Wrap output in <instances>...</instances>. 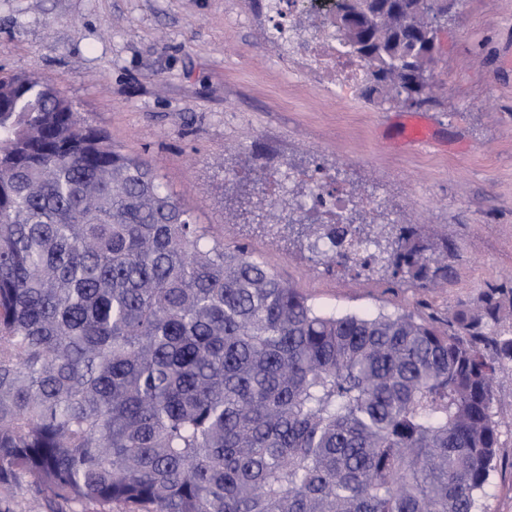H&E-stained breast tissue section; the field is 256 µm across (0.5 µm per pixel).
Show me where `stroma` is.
Segmentation results:
<instances>
[{"label": "stroma", "instance_id": "1", "mask_svg": "<svg viewBox=\"0 0 512 512\" xmlns=\"http://www.w3.org/2000/svg\"><path fill=\"white\" fill-rule=\"evenodd\" d=\"M265 0H0V73L51 80L123 152L147 158L200 223L246 246L309 302L339 314L410 312L445 323L512 289V0H458L426 111L433 142H401L407 110L313 90L269 38ZM319 170L357 203L447 240V284L327 268L287 232L228 222L224 191L250 174ZM499 454L484 512H512V362L496 377ZM0 512H102L0 482Z\"/></svg>", "mask_w": 512, "mask_h": 512}]
</instances>
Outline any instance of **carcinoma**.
Wrapping results in <instances>:
<instances>
[{
	"mask_svg": "<svg viewBox=\"0 0 512 512\" xmlns=\"http://www.w3.org/2000/svg\"><path fill=\"white\" fill-rule=\"evenodd\" d=\"M288 25L362 63L372 103L441 105L448 0H363ZM253 185L228 209L296 224L326 267L379 262L448 282V241L412 224H308ZM512 319L490 292L436 326L336 315L199 224L158 169L126 154L47 79L0 76V482L125 512H478L498 456L493 412Z\"/></svg>",
	"mask_w": 512,
	"mask_h": 512,
	"instance_id": "cac0c4a2",
	"label": "carcinoma"
}]
</instances>
